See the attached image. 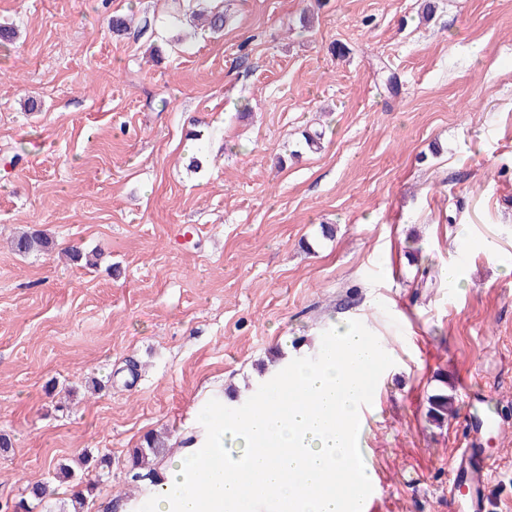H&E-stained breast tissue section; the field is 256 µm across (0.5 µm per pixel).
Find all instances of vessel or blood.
Here are the masks:
<instances>
[{"label": "vessel or blood", "mask_w": 512, "mask_h": 512, "mask_svg": "<svg viewBox=\"0 0 512 512\" xmlns=\"http://www.w3.org/2000/svg\"><path fill=\"white\" fill-rule=\"evenodd\" d=\"M380 363L360 368L357 396L359 409L349 421V430L356 450L351 455L352 466L347 474L358 488L350 500L352 512H375L377 495L374 486L364 475L371 467L363 446V436L373 406V395L379 387ZM496 461L483 448L478 433H470L466 446L448 473V512H489V487Z\"/></svg>", "instance_id": "1"}]
</instances>
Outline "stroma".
<instances>
[{
	"mask_svg": "<svg viewBox=\"0 0 512 512\" xmlns=\"http://www.w3.org/2000/svg\"><path fill=\"white\" fill-rule=\"evenodd\" d=\"M221 6L223 35L184 50L177 0H0L17 31L0 49V506L145 505L125 483L144 435L175 446L199 406L249 410L271 359L317 360L336 323L364 321L388 350L376 512H448L462 376L502 426L490 498L512 512V0ZM29 228L49 249H12ZM441 374L456 412L439 429ZM88 453L111 467L29 499Z\"/></svg>",
	"mask_w": 512,
	"mask_h": 512,
	"instance_id": "obj_1",
	"label": "stroma"
}]
</instances>
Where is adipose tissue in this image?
Masks as SVG:
<instances>
[{
  "instance_id": "1",
  "label": "adipose tissue",
  "mask_w": 512,
  "mask_h": 512,
  "mask_svg": "<svg viewBox=\"0 0 512 512\" xmlns=\"http://www.w3.org/2000/svg\"><path fill=\"white\" fill-rule=\"evenodd\" d=\"M335 337L319 362L289 365L285 386L256 410L231 422L221 408L201 410L195 448L162 461L148 512H255L271 497L279 512H349L338 488L349 465L352 362L366 347L343 323Z\"/></svg>"
}]
</instances>
